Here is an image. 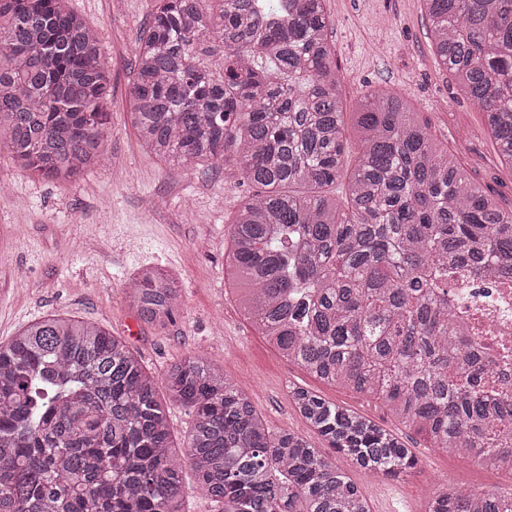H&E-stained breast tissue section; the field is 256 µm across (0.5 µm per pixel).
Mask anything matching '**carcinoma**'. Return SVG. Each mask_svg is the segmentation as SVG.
Masks as SVG:
<instances>
[{
  "label": "carcinoma",
  "instance_id": "carcinoma-1",
  "mask_svg": "<svg viewBox=\"0 0 512 512\" xmlns=\"http://www.w3.org/2000/svg\"><path fill=\"white\" fill-rule=\"evenodd\" d=\"M157 0L131 90L142 144L180 171L224 164L256 191L231 227L242 314L315 379L382 401L429 448L512 474V393L488 389L456 336L448 268L512 272V210L431 137L403 94L344 112L324 0ZM437 58L512 168V0H422ZM109 73L65 0H0V145L68 183L105 161ZM357 133L350 159L345 116ZM308 186L312 193L293 190ZM141 320L181 295L155 267L124 288ZM168 399L122 338L51 316L0 345V512H183L169 410L192 414L185 457L218 512H372L342 461L397 477L410 449L302 387L292 400L336 456L273 433L204 357L171 365ZM425 512H512V488L454 483Z\"/></svg>",
  "mask_w": 512,
  "mask_h": 512
}]
</instances>
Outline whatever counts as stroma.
<instances>
[{
    "mask_svg": "<svg viewBox=\"0 0 512 512\" xmlns=\"http://www.w3.org/2000/svg\"><path fill=\"white\" fill-rule=\"evenodd\" d=\"M68 6L96 30L108 68V160L60 184L0 152V344L49 315L92 322L126 340L162 396L170 364L205 357L246 391L271 430L297 433L324 451L327 441L290 396L296 385L311 390L399 434L415 455V468L398 477L347 465L372 512H424L427 497L450 482L482 492L512 487V475L427 448L383 402L311 378L259 336L224 276L231 222L251 187L210 164L170 169L143 147L131 123L134 61L151 0ZM325 7L346 111L372 89L410 96L432 136L512 209V170L500 164L483 113L458 97L455 79L437 60L420 0H325ZM144 265L166 271L181 289L179 313L162 328L140 321L124 298V283Z\"/></svg>",
    "mask_w": 512,
    "mask_h": 512,
    "instance_id": "stroma-1",
    "label": "stroma"
}]
</instances>
